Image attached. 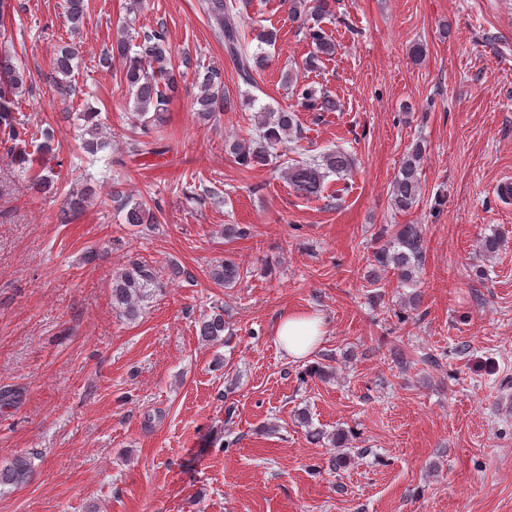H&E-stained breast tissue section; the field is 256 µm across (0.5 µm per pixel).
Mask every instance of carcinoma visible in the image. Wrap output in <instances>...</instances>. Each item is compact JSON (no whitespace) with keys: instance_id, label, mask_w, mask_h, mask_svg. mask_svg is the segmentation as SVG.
<instances>
[{"instance_id":"1","label":"carcinoma","mask_w":512,"mask_h":512,"mask_svg":"<svg viewBox=\"0 0 512 512\" xmlns=\"http://www.w3.org/2000/svg\"><path fill=\"white\" fill-rule=\"evenodd\" d=\"M288 16L296 23L311 43L312 50L303 62V70L315 72L321 69L324 61L331 59L336 45L320 26L323 16L332 9L330 0H287ZM200 6L211 23L215 37L224 42V52L233 61L239 78L244 84L255 83L254 73L263 71L269 64L262 46L277 41L276 28H261L255 35L259 42L257 50L251 52L241 28L242 19L236 0H201ZM68 20L72 28L80 26L84 16V0H67ZM130 23L118 27L117 36L109 48L100 56L98 64L102 68L119 67L123 82L133 99L134 128L142 136L150 133V127L165 121L167 106L179 91L180 78L194 67L192 58L184 56L179 65L172 62V51L165 33L154 31L143 34L141 41L133 42L128 30ZM7 44V33L0 31V141L11 142L14 147L26 143L27 128L18 118L17 94L32 82L31 74L25 68L12 63ZM76 48L68 45L55 55L45 80L52 83L57 94L65 99L74 91L72 84V62ZM198 93L193 99V112L197 121L208 125L216 121L220 112L234 107V101L224 91V72L209 66L204 72H196ZM286 82L294 87L297 105L306 112H335L339 108L336 98L329 92L318 89L310 83L299 81L298 74L288 73ZM85 122L82 136V149L96 154L108 147V141L100 136L97 121L98 113L81 114ZM258 136L248 141L226 142V151L234 161L245 168L266 166L272 157L271 149L293 139L303 138L304 128L299 123L293 109L264 106L253 115ZM422 148L415 145L406 155L395 177L390 200L393 207L402 212L411 210L421 199L422 186L419 175ZM15 163L27 178L31 188L38 194H50L55 180L52 170L36 165L24 150L14 158ZM353 158L342 148L331 150L322 156L321 161H295L285 168L288 185L293 191L307 199L318 198L324 191L326 179L334 174L343 177L350 172ZM90 181H85L80 189L70 194L66 209L59 220L67 223L82 211L95 194ZM112 202L123 212L124 223L131 226L155 224L159 204L150 207L133 200L127 194L123 183L112 182ZM503 247L501 237L492 234L480 239V251L487 257H495ZM382 267L393 270L398 283L405 286L415 282V276L425 261V240L420 224H395L391 226L389 239L375 255ZM239 277L237 266L232 262H222L210 271V278L218 285L231 283ZM156 276L147 265L134 263L131 267L112 277V302L123 309L130 319L138 316L140 303L150 298L155 289ZM199 335L209 343L224 340V314L217 310L199 322ZM33 472L32 458L21 455L5 466L0 467V488L17 487L26 482Z\"/></svg>"}]
</instances>
